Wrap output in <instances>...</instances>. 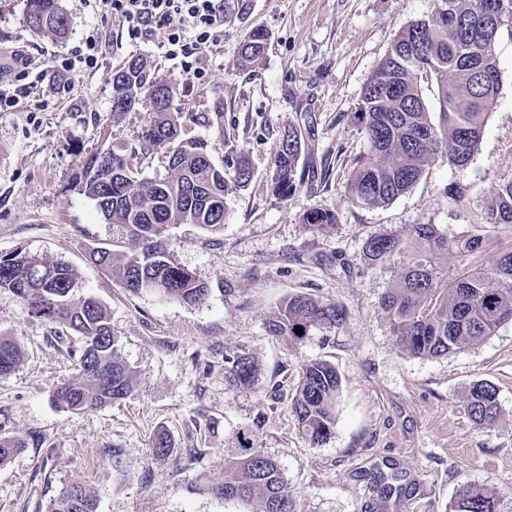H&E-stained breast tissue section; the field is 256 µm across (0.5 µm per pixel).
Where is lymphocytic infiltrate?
<instances>
[{"label":"lymphocytic infiltrate","mask_w":512,"mask_h":512,"mask_svg":"<svg viewBox=\"0 0 512 512\" xmlns=\"http://www.w3.org/2000/svg\"><path fill=\"white\" fill-rule=\"evenodd\" d=\"M93 14L119 22L132 43L156 41L158 50L178 61L192 79L205 77L200 56L224 40V0H84ZM106 46L98 30L46 61L24 50L12 52L0 67V112L15 111L25 95L42 88L51 96L70 89L81 73L99 69Z\"/></svg>","instance_id":"obj_1"}]
</instances>
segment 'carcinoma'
I'll return each instance as SVG.
<instances>
[{"label": "carcinoma", "instance_id": "cac0c4a2", "mask_svg": "<svg viewBox=\"0 0 512 512\" xmlns=\"http://www.w3.org/2000/svg\"><path fill=\"white\" fill-rule=\"evenodd\" d=\"M432 11L410 27L398 30L381 65L365 85L355 117L367 141L349 175L351 200L376 207L406 193L422 176L431 156L441 153L455 165L470 162L500 93L496 54L497 31L491 13L497 0H432ZM25 19L35 34L63 38L69 18L61 0H26ZM268 34L252 29L243 38L240 64L251 67L264 54ZM156 66L132 56L112 72V112L135 108L142 95L164 87ZM439 106L430 115L424 91ZM222 112H166L154 107L150 124L138 136L139 147L103 156L94 152L80 161V191L95 201L99 213L114 227L128 232V250L98 248L89 254L99 266L132 293L156 291L187 305H202L208 286L179 264L163 247L169 229L197 224L219 232L224 228V196L228 180L215 164L204 140L180 139L182 123H222ZM178 146L168 157L164 178L141 179L134 162L154 150ZM302 142L297 130L282 134L272 178L274 191L291 198L302 188L298 163ZM303 224L322 231L336 224L332 212L311 208ZM512 228V181L490 193L485 228ZM483 236L448 238L434 224H413L402 234L375 235L364 243V254L375 266L403 260L397 284L382 297L399 347L416 357H441L479 344L512 323V247L495 264L477 260ZM454 254L463 264L450 273L439 256ZM27 303L30 313L58 324L80 339L78 369L56 390L54 402L74 413L111 405L132 395L135 375L122 360L118 336L106 308L81 292L76 273L50 257L23 251L0 254V291ZM346 321L340 305L308 294L288 297L270 321L275 335L302 339L311 328L336 327ZM303 333L295 332V327ZM22 357L19 341L0 335V376L15 369ZM258 365L239 353L224 355V373L232 389L254 382ZM340 378L335 368L313 361L303 370L291 410L299 428L320 444L332 434ZM466 410L478 426L492 424L499 413L496 389L473 383ZM26 447L20 439L0 437V464ZM208 490L226 500L258 501L260 512H297L279 465L261 453L253 440L237 458L224 463V475ZM498 499L478 487L459 494L455 512H497ZM49 512H96L94 496L81 483H71L51 500Z\"/></svg>", "mask_w": 512, "mask_h": 512}]
</instances>
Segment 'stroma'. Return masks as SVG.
Returning <instances> with one entry per match:
<instances>
[{
  "instance_id": "1",
  "label": "stroma",
  "mask_w": 512,
  "mask_h": 512,
  "mask_svg": "<svg viewBox=\"0 0 512 512\" xmlns=\"http://www.w3.org/2000/svg\"><path fill=\"white\" fill-rule=\"evenodd\" d=\"M243 3L225 21L221 47L203 54L206 77L190 80L154 45L130 43L82 0H62L70 26L61 40L30 31L25 0H0V47L38 46L52 55L90 28L110 44L103 66L78 74L72 91L47 109L34 93L17 111L0 112V254L21 249L69 263L107 308L135 374L126 400L82 414L58 408L52 395L76 372L79 341L0 291V332L23 349L16 368L0 377V437L26 443L0 465V512H47L72 482L91 491L96 512H259L203 485L238 456L246 433L278 462L299 512H454L469 486L497 494L499 512H512V324L446 357L411 356L381 309L399 269L368 265L363 256L368 238L411 224H433L450 237L473 232L491 188L512 181V16L498 33L501 91L473 160L457 166L435 155L412 190L360 208L347 175L366 148L354 118L361 91L398 29L430 12L431 0ZM254 28L267 32L268 45L244 69L239 46ZM133 55L150 59L174 86L172 111L223 113L219 126L184 125L182 138L206 139L226 172L241 158L251 171L225 197L223 231L180 224L163 241L208 284L200 306L129 292L89 259L117 233L76 187L79 161L137 146L153 116L145 95L132 111L111 108L112 71ZM291 127L303 133L305 186L283 199L271 182L279 137ZM313 207L334 213L335 226L307 229L302 216ZM299 293L341 305L345 323L313 328L300 340L272 335L277 307ZM229 351L255 359L253 385L228 389ZM315 360L341 379L335 425L319 446L291 411L301 370ZM477 381L496 388L501 408L486 427L465 409ZM159 433L172 444L164 457L151 454Z\"/></svg>"
}]
</instances>
